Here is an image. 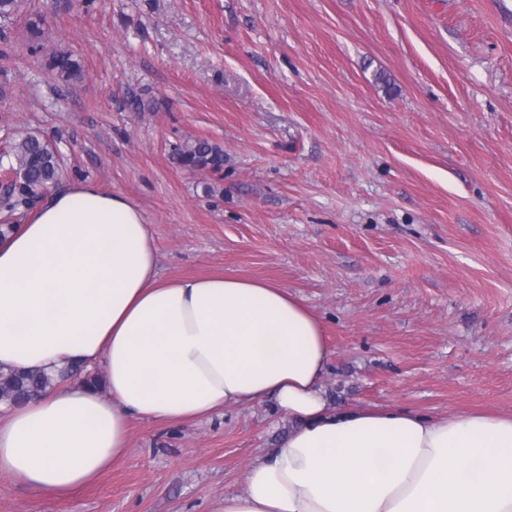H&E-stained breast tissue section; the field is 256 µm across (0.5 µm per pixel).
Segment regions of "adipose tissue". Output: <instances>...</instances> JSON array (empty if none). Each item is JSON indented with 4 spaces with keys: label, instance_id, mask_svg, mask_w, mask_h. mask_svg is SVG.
Listing matches in <instances>:
<instances>
[{
    "label": "adipose tissue",
    "instance_id": "obj_1",
    "mask_svg": "<svg viewBox=\"0 0 512 512\" xmlns=\"http://www.w3.org/2000/svg\"><path fill=\"white\" fill-rule=\"evenodd\" d=\"M333 350L286 289L165 279L144 214L63 184L0 238V367L101 365L0 416V473L63 497L126 455L132 418L185 423L273 401L292 423L221 512H512V418L330 406Z\"/></svg>",
    "mask_w": 512,
    "mask_h": 512
}]
</instances>
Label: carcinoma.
Instances as JSON below:
<instances>
[{
  "mask_svg": "<svg viewBox=\"0 0 512 512\" xmlns=\"http://www.w3.org/2000/svg\"><path fill=\"white\" fill-rule=\"evenodd\" d=\"M49 71L65 81H77L82 67L73 54L58 51L46 60ZM14 165L10 166L14 177L5 194L0 196V208L14 212L29 207L40 197L43 190L58 183L62 167L58 151L49 142L29 135L17 143L13 150ZM176 163L188 169H208L220 173L224 170V149L205 139H196L174 147ZM78 372L71 366L56 375L45 372H24L0 370V402L20 404L35 400L63 378Z\"/></svg>",
  "mask_w": 512,
  "mask_h": 512,
  "instance_id": "cac0c4a2",
  "label": "carcinoma"
}]
</instances>
